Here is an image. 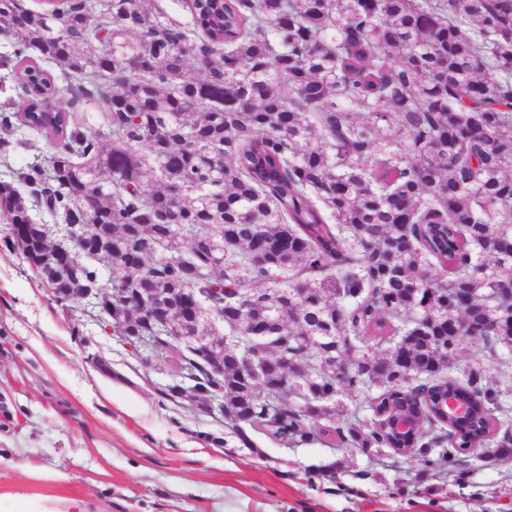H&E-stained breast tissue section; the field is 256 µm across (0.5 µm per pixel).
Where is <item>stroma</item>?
<instances>
[{"label":"stroma","mask_w":512,"mask_h":512,"mask_svg":"<svg viewBox=\"0 0 512 512\" xmlns=\"http://www.w3.org/2000/svg\"><path fill=\"white\" fill-rule=\"evenodd\" d=\"M0 219V512H512V461L465 455L466 480L415 483L417 461L255 433L161 389L164 359L132 346L83 308L65 310ZM512 411V353L472 346ZM335 464L336 475L308 472Z\"/></svg>","instance_id":"stroma-1"}]
</instances>
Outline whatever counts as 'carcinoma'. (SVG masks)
<instances>
[{
	"instance_id": "1",
	"label": "carcinoma",
	"mask_w": 512,
	"mask_h": 512,
	"mask_svg": "<svg viewBox=\"0 0 512 512\" xmlns=\"http://www.w3.org/2000/svg\"><path fill=\"white\" fill-rule=\"evenodd\" d=\"M151 2L0 0V129L47 145L17 173L33 197L0 180L11 242L38 257L35 207L80 246L112 227L111 260L70 256L56 304L111 272L115 331L153 337L190 381L164 394L220 399L246 448L327 436L458 478L464 450L512 458L502 390L441 376L464 342L512 352V0H183L187 23ZM139 288L224 317L241 346L221 373L170 342L195 329L182 307L167 330L139 315ZM285 358L309 374L286 382ZM449 396L470 416L447 448ZM340 410L347 428L323 424ZM382 410L419 425L400 437Z\"/></svg>"
}]
</instances>
